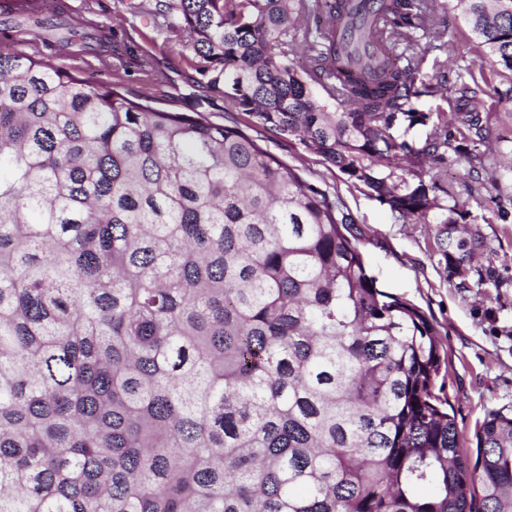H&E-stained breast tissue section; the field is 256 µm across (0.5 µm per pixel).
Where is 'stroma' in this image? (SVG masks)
<instances>
[{"mask_svg":"<svg viewBox=\"0 0 512 512\" xmlns=\"http://www.w3.org/2000/svg\"><path fill=\"white\" fill-rule=\"evenodd\" d=\"M447 32L440 45L421 41L425 60L417 84L444 80L443 95L421 96L417 111L436 115L451 112L459 77L477 72L473 85L480 111L499 112V98L512 89V75L481 72L471 48V35L459 10L448 8L435 16ZM141 46L151 50L166 83L155 93L159 107L182 112L189 68L170 51L163 35L148 31ZM52 63L80 72L101 83L112 80L111 68L102 66L95 53L77 47H43ZM269 150L299 169L308 182L335 194L344 203L359 238V247L379 289L409 301L433 319L438 339L448 354L444 392L455 406L465 456L475 458V430L486 410L512 407V142L491 140L493 173L472 171L465 158L449 155L447 163L427 161L424 180L451 185L463 211L465 225H477L483 246L459 275L449 276L440 261L430 224L396 221L388 206L354 187L337 171L328 170L321 157L299 142L268 141ZM493 267L496 283H479L478 272Z\"/></svg>","mask_w":512,"mask_h":512,"instance_id":"stroma-1","label":"stroma"}]
</instances>
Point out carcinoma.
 <instances>
[{
    "mask_svg": "<svg viewBox=\"0 0 512 512\" xmlns=\"http://www.w3.org/2000/svg\"><path fill=\"white\" fill-rule=\"evenodd\" d=\"M454 2L512 75V0ZM447 5L126 0L206 90L187 112L154 105L146 50L129 90L130 35L93 9L59 27L4 6V39H94L118 64L104 85L0 50V512H512V410L460 452L435 324L377 288L344 204L261 144L299 141L436 224L448 269L471 262L483 237L422 164L483 163L491 114L456 107L453 146L439 113L413 149L393 128L425 124L413 99L442 85L416 86L421 52L370 49L380 30L442 40ZM211 93L248 123L210 120Z\"/></svg>",
    "mask_w": 512,
    "mask_h": 512,
    "instance_id": "carcinoma-1",
    "label": "carcinoma"
}]
</instances>
